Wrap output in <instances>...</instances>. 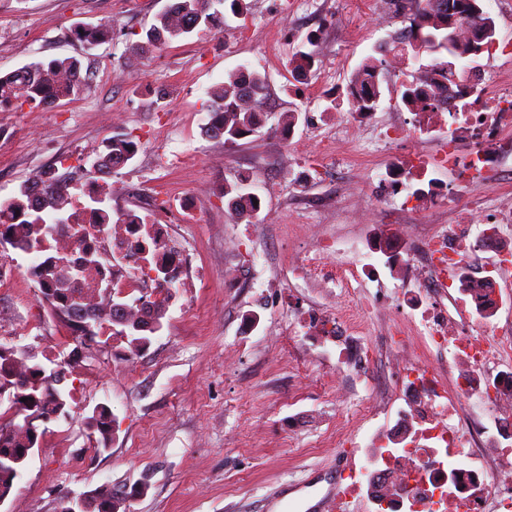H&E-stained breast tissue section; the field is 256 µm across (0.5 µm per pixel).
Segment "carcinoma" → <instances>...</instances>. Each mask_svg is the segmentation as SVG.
Instances as JSON below:
<instances>
[{
  "label": "carcinoma",
  "instance_id": "1",
  "mask_svg": "<svg viewBox=\"0 0 512 512\" xmlns=\"http://www.w3.org/2000/svg\"><path fill=\"white\" fill-rule=\"evenodd\" d=\"M400 14L409 25L390 37L391 49L400 56L404 65L416 63L422 54L433 56L427 66L418 68L415 81L404 86L402 99L412 109L425 94L423 78L429 73L448 74L445 55L466 61L476 55L479 48L490 50L491 46L479 41L491 15L485 9L484 0H401ZM178 11L169 9L157 14L154 22L140 35L139 39L127 46V52L136 57L145 56L162 45L186 38L195 31H224V7L240 14L242 0H176ZM113 40L112 23L104 22L86 28L80 41L87 47ZM311 49L299 50L288 61V72L293 81L306 83L313 76L316 62L317 41L307 38ZM381 46L373 48L369 56L352 73L347 93L360 88V95L351 101L356 112H375L381 99L380 75L387 64L386 57H377ZM93 72L90 64L75 56L57 57L32 62L14 72L0 76V104H34L53 108L61 100L76 99L90 89ZM266 96V78L257 71L242 66L224 77V82L208 91L210 99L208 122L203 126V135L226 146H235L249 136L259 133L265 125L261 111ZM138 149L135 138L128 133H117L85 156L96 170L112 166L115 155L123 161L131 160ZM71 173H58V169H41L35 178L43 182V197L40 213L22 224L6 225V234L15 242V248L25 254L38 257L48 246L49 237L44 227L63 220L69 205V179ZM241 180L225 182L224 198L227 209L235 214L253 213L260 209L252 198L256 194L245 191ZM33 206L29 197L28 183H23L18 195L1 203L0 212H28ZM32 276L38 284L44 302L52 315L64 322L75 334L79 344L86 339L96 340L103 336H119L128 343L129 356L139 355L145 345L142 343L141 322L117 315L129 307L135 308L136 299L128 305L109 302L103 292H84L70 286V279L62 271L51 266L34 264ZM169 301V293L160 292V298L151 302L156 329H161ZM11 376L12 399L9 410L12 414L0 423V496L9 494L21 478L25 465V452L39 446L45 431L33 433L25 418L38 415L48 421L57 414H67L72 408L73 392L66 385L67 374L51 377L42 376L45 367L32 361L26 353L16 352L10 362L0 354V373ZM23 421H17V418ZM94 447L105 450L112 440L113 419L111 410L103 406L87 417ZM150 475L145 474L133 490L115 488L106 483L89 493V504L85 512H120L126 509V501L134 492L148 486Z\"/></svg>",
  "mask_w": 512,
  "mask_h": 512
}]
</instances>
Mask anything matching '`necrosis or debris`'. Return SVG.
I'll list each match as a JSON object with an SVG mask.
<instances>
[{
  "instance_id": "4bbe7bcc",
  "label": "necrosis or debris",
  "mask_w": 512,
  "mask_h": 512,
  "mask_svg": "<svg viewBox=\"0 0 512 512\" xmlns=\"http://www.w3.org/2000/svg\"><path fill=\"white\" fill-rule=\"evenodd\" d=\"M437 96V112H355L348 141L362 128L384 131L392 155L377 176L381 201L400 200L394 216L396 235L375 236L369 243L340 241L321 234L296 264L307 287L346 293L354 282L355 311L322 313L314 319L317 335L344 341L346 359L367 356L371 348L354 333L358 312L383 313L374 293L381 280L367 276L375 254L393 261L404 276L397 292L399 308L409 309L425 345L443 354L440 363L401 360L396 382L408 408L393 430L405 444H379L367 468L347 476L346 490L379 512H512V493L498 483L512 481V323L494 318L502 304L500 282L512 272V200L463 199L462 191L489 181L512 184V83H499L468 110H461L455 81ZM447 128L436 156L424 144ZM404 137L408 152L392 147ZM449 179H441V172ZM101 176L83 179L71 199L66 223L57 225L51 253L70 261L99 257L79 277L83 288H112L143 300L155 299L170 278L186 274L181 244L171 225L128 212L123 223L103 227L94 201ZM448 212L445 224H415L409 212ZM480 252L493 255L488 274L474 279L467 271ZM354 291V290H353ZM451 374L453 387L442 382Z\"/></svg>"
}]
</instances>
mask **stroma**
<instances>
[{
	"mask_svg": "<svg viewBox=\"0 0 512 512\" xmlns=\"http://www.w3.org/2000/svg\"><path fill=\"white\" fill-rule=\"evenodd\" d=\"M171 0H0V73L53 57L88 55L91 89L53 109L16 105L0 112V202L12 198L37 170L60 157L86 154L115 133L139 135L137 156L112 175V202L125 206L126 192L148 201L157 190L196 197L194 223L182 225L184 245L205 276L180 288L163 328L138 356L112 339L107 350L83 358L69 380L75 390L70 418L48 423L42 443L0 512H59L64 495L104 483L132 486L150 472V486L132 496L127 512H294L336 490L349 466L364 467L365 438L393 425L404 406L398 392H381L376 381L390 370L386 319L364 320L360 339L377 349L359 373L339 370L336 345L306 336L301 301L326 310L346 307L345 297L312 296L293 277L311 230L293 201L316 203L335 193L327 178L303 181L302 172L322 164L320 137L308 116L335 105L338 118L351 110L346 85L374 46L400 27L383 18L377 0H306L323 25L314 77L290 81L288 60L308 35L298 23L283 35L280 20L297 0H246V14L227 17L222 35L201 32L160 47L146 58L126 55V40L148 28ZM111 22L112 42L85 48L73 32ZM264 74L273 108L259 135L234 147L206 138L208 97L239 66ZM126 71L110 83L106 67ZM164 95L163 110L148 103ZM108 112L113 123H101ZM298 113L295 127L303 152L288 159L278 120ZM388 161L386 151L364 143L351 156L350 178L359 180L366 207L353 222L347 199L317 223L337 239L372 238L388 210L369 191ZM240 178L262 200L251 219L256 229L241 238L242 223L221 196L225 181ZM239 239L233 262L251 264L269 253L282 288L281 301L263 300L257 289L224 285V242ZM29 257L6 249L0 260V321L14 335L5 345L46 360L71 352L72 331L52 317L27 268ZM100 404L112 411L107 451L92 446L85 419Z\"/></svg>",
	"mask_w": 512,
	"mask_h": 512,
	"instance_id": "35a3bbf8",
	"label": "stroma"
}]
</instances>
